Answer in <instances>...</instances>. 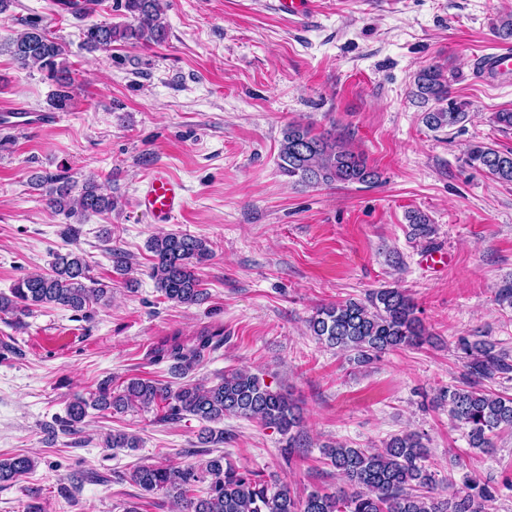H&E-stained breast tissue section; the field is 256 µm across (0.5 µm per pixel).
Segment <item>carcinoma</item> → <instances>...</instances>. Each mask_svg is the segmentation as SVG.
Instances as JSON below:
<instances>
[{"instance_id":"obj_1","label":"carcinoma","mask_w":512,"mask_h":512,"mask_svg":"<svg viewBox=\"0 0 512 512\" xmlns=\"http://www.w3.org/2000/svg\"><path fill=\"white\" fill-rule=\"evenodd\" d=\"M164 0H123L121 8L131 21L124 24L95 23L83 32L84 45L92 50L107 48L116 42L126 44L155 43L167 38L162 19ZM5 50L22 67H37L48 72L57 89L51 106L64 110L72 93L66 74L68 62L65 45L53 37L39 20L10 39ZM416 96L433 107L423 116L433 130L451 129L468 118V103L452 97L451 80L440 65L421 68L415 77ZM283 174L313 185L373 184L378 172L365 158L340 138L316 134L309 125L291 122L282 130L279 149ZM465 163L500 182H512V150L501 151L484 143L467 147ZM36 186L47 185V205L69 217L112 212L114 200L104 185L92 178L85 181L78 195L64 176L32 177ZM414 235L426 238L433 233L429 218L413 211L408 215ZM153 254L150 276L157 291L169 302L195 305L207 298L200 269L213 256L209 242L201 237L169 232L147 243ZM89 265L77 252L58 251L46 273L25 274L17 279L10 294H0V312L25 316L38 308L63 307L87 314L91 304L109 299L112 289L106 285L93 288L85 284ZM414 300L406 291L395 287L372 290L365 299H348L319 307L309 319L312 336L340 351H353L357 360L366 362L386 351L403 347H420L430 342ZM214 335L197 338L186 347L175 344L167 353L173 361L171 372L182 379L177 386L155 380L132 378L119 392L112 391V380L101 382L89 397L79 395L66 408L60 431L73 434L82 423L88 408L115 413L130 409L147 410L163 402L165 418L192 416L204 427L199 443H224V430L210 424L226 416L255 420L275 428L286 437L285 450L293 456L301 446L300 415L297 405L280 391L266 385L259 376L245 372L225 373L210 386L188 380L201 354L215 349ZM456 348L467 358V386H450L444 392L448 412L458 424L468 428L471 448L488 453L494 438L503 428L512 429V397L487 392L481 381L512 373V364L495 345L486 340L458 339ZM138 436L127 432H110L105 447H140ZM326 464L336 469L349 491L334 493L312 490L298 495L285 483H269L261 474L241 469L224 457L211 458L202 467H173L165 464L141 465L133 470L131 480L143 494L159 492L172 498L180 512H485V503L494 498L491 488L470 479L460 489L450 490L448 497L435 496V474L426 465L428 449L417 432L397 434L382 449L353 448L344 444L323 450ZM34 467L28 456L0 459V484L11 483ZM208 482L206 496L192 498L189 492L199 482Z\"/></svg>"}]
</instances>
